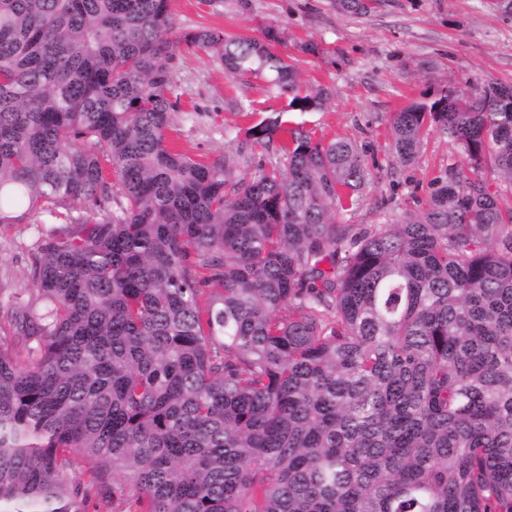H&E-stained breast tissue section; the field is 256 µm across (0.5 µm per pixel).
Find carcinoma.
I'll return each mask as SVG.
<instances>
[{
    "instance_id": "carcinoma-1",
    "label": "carcinoma",
    "mask_w": 512,
    "mask_h": 512,
    "mask_svg": "<svg viewBox=\"0 0 512 512\" xmlns=\"http://www.w3.org/2000/svg\"><path fill=\"white\" fill-rule=\"evenodd\" d=\"M280 44L0 0V224L61 223L0 306V512H512V86L393 113L400 162L432 127L467 164L357 228L348 141L279 114L237 177L166 137L182 47L321 109Z\"/></svg>"
}]
</instances>
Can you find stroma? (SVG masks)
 <instances>
[{"label": "stroma", "instance_id": "35a3bbf8", "mask_svg": "<svg viewBox=\"0 0 512 512\" xmlns=\"http://www.w3.org/2000/svg\"><path fill=\"white\" fill-rule=\"evenodd\" d=\"M177 30L198 27L264 40L268 27L283 33L288 55L305 87L323 89L326 101L313 112L289 110L288 99L264 77L227 75L204 50L179 51L175 59L171 139L188 154L238 158V173L276 160L250 144L246 131L282 114L314 139H343L364 153L370 173L359 204L340 210L342 224H388L426 207L431 182L463 158L448 139L429 129L416 157H395L389 135L391 113L432 97L445 81L469 95L490 85H512V0H376L362 15L336 0H171ZM314 51H306V44ZM0 224V292L30 287L37 243L54 228Z\"/></svg>", "mask_w": 512, "mask_h": 512}]
</instances>
